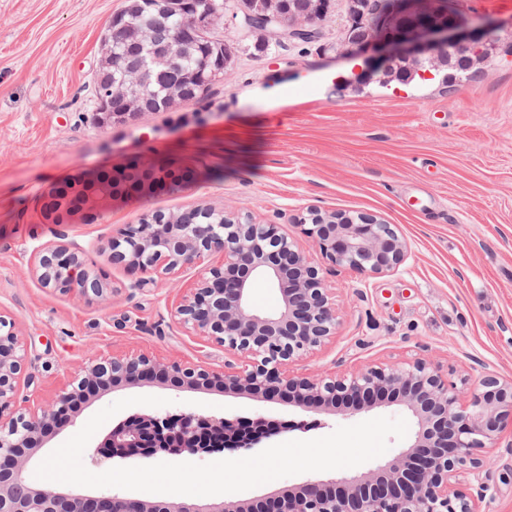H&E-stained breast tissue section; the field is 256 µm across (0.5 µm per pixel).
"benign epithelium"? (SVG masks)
Instances as JSON below:
<instances>
[{
  "label": "benign epithelium",
  "mask_w": 512,
  "mask_h": 512,
  "mask_svg": "<svg viewBox=\"0 0 512 512\" xmlns=\"http://www.w3.org/2000/svg\"><path fill=\"white\" fill-rule=\"evenodd\" d=\"M189 10L203 21L195 25L205 37L219 20L234 27L239 40L264 42L313 40L321 26L315 15H283L272 5L257 11L221 13L210 0H191ZM403 22L381 16L360 44L341 42V53L364 57L371 65L363 77L379 82L395 79V63L441 62L449 49L468 52L488 40L490 33L465 19L449 16L439 0H405ZM112 39L126 45L129 58L119 78L102 81L104 96L118 104L110 112L120 122L144 112L147 93L159 68H181L178 36L162 20L151 29L112 20ZM150 172L116 176L95 188L99 199L110 200L133 181L148 188ZM199 207L179 214H156L121 229L108 243L112 264L140 271L130 284L142 290L158 275H171L185 266L209 264L173 310L179 324L208 341L222 343L244 356L240 368L213 370L162 362L146 355L112 356L90 362L77 382L54 401L34 409L16 405L20 380L26 377L14 323L0 315V512H91L93 503L105 512H480L489 491L483 449L491 448L512 427V381L486 374L470 388L469 404H461L459 389L432 363L417 359L404 365L370 367L350 375L305 376L289 366L304 353L321 346L336 333L330 293L316 266L297 242L276 233L272 224L242 222ZM303 234L333 263L360 274L376 276L398 270L407 247L391 225L375 215H322L316 210L299 219ZM33 273L43 287L59 293L79 292L103 298L109 289L91 278L83 252L64 243L45 245L34 253ZM267 279L277 288L278 307L260 312L251 305L255 280ZM112 368V379L103 377ZM155 380L175 388L217 389L246 394L257 400L286 398L301 412L344 409L355 413L382 404L406 408L415 423L411 443L385 463L341 478L315 479L287 490L252 498L199 496L178 500L166 496L138 499L119 493L89 496L77 488L31 485L24 475L32 458L53 432L73 423L75 399L99 386H137ZM205 423L211 435L228 437L234 422L192 411L180 414L137 413L105 437L109 452L96 447L92 460L196 455L192 423ZM460 470L470 471L465 488L452 485Z\"/></svg>",
  "instance_id": "7a95c632"
}]
</instances>
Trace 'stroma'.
I'll return each instance as SVG.
<instances>
[{
  "label": "stroma",
  "mask_w": 512,
  "mask_h": 512,
  "mask_svg": "<svg viewBox=\"0 0 512 512\" xmlns=\"http://www.w3.org/2000/svg\"><path fill=\"white\" fill-rule=\"evenodd\" d=\"M124 0H0V315L11 318L31 382L16 403L51 401L95 358L147 354L215 370L241 365L224 345L180 325L173 307L200 267L130 292L131 275L103 248L113 233L156 213L207 205L276 225L318 267L336 310V333L293 365L309 375H346L424 358L461 392L478 377L512 380V54L453 86L377 84L339 92L354 73L336 48L346 0L322 36L256 56L239 47L229 74L200 101L101 121L95 77L102 37ZM466 17L512 31V0H452ZM159 172L148 194L101 201L95 219L45 220L40 206L69 182L104 173ZM373 214L408 247L397 271L365 276L333 264L298 220L307 209ZM76 245L106 298L43 288L33 251ZM169 399V411L228 419H305L277 442L323 437L337 427L408 411L388 404L352 417L300 414L287 401L260 402L208 390L146 384L84 403L52 435V453L99 410L132 396ZM482 512H512V434L491 449Z\"/></svg>",
  "instance_id": "obj_1"
}]
</instances>
